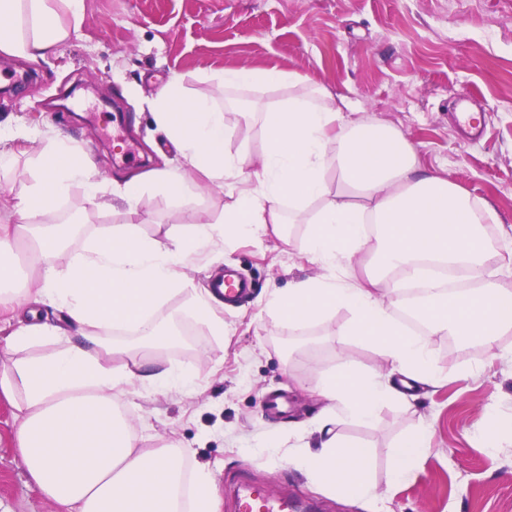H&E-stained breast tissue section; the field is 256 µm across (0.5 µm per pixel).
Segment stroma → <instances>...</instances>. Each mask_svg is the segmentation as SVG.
I'll return each instance as SVG.
<instances>
[{"label": "stroma", "instance_id": "1", "mask_svg": "<svg viewBox=\"0 0 512 512\" xmlns=\"http://www.w3.org/2000/svg\"><path fill=\"white\" fill-rule=\"evenodd\" d=\"M80 30L47 61L31 64L0 53V128L26 126L78 145L94 159L99 177L117 178L159 165L150 102L171 74L188 93L211 97L225 112L229 152L260 155L261 113L287 90L224 88L201 81L224 68H270L307 76L351 102L357 119L398 129L417 149L422 169L486 201L498 221L486 224V275L512 289L502 237L512 228V0H84ZM31 73L28 82L12 75ZM255 114L243 121L236 104ZM124 139L130 160L112 153ZM232 198L205 187L173 200L147 192L135 209L104 197L86 203L74 188L46 224L80 213L83 238L108 225L133 224L145 235L182 231L181 213L206 222ZM284 238L246 240L227 252L190 261V288L171 295L187 334L168 347L136 349L196 370L197 390L130 396L129 420L146 446L158 439L192 448V466L213 470L219 512H232L225 486L240 471L272 489L288 488L318 512H362L341 496L309 490L286 459H250L246 450L268 432L309 426L323 406L313 387L343 357L388 372L377 349L342 336L347 315L289 328L267 315L273 290L318 277L303 245L304 227L285 226ZM232 269L251 286L248 297L224 309V333L211 335L191 314L196 290ZM447 382L412 407L385 408L371 426L337 418L336 430L368 448L371 478L385 512H512V443L496 453L478 434L492 419H512V360H489L478 345L430 336ZM430 428L421 466L391 481L392 448L416 427ZM0 512H56L30 482L16 443L12 408L0 397Z\"/></svg>", "mask_w": 512, "mask_h": 512}]
</instances>
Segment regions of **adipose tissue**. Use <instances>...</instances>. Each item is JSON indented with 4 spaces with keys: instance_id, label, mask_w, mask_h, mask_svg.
Wrapping results in <instances>:
<instances>
[{
    "instance_id": "adipose-tissue-1",
    "label": "adipose tissue",
    "mask_w": 512,
    "mask_h": 512,
    "mask_svg": "<svg viewBox=\"0 0 512 512\" xmlns=\"http://www.w3.org/2000/svg\"><path fill=\"white\" fill-rule=\"evenodd\" d=\"M84 0H0V52L37 63L79 31ZM207 81L228 89L291 87L292 95L263 112L260 159L230 153L224 111L207 97H187L176 75L158 91L153 120L182 163L126 177L121 188L97 177L78 146L47 139L25 170L28 184L14 198L13 223L0 224V313L27 305L60 310L64 325L32 322L8 334L0 348V396L13 408L17 446L27 474L58 512H217L211 471L190 468L192 449L171 441L143 448L115 404L134 387L191 394L189 366L155 359L129 361L127 336L164 345L176 334V313L158 318L166 297L187 285L185 268L205 251L233 249L244 238L283 236L286 220L304 224V247L322 276L301 280L267 304L289 327L313 326L336 311L343 333L376 348L393 367L384 374L342 358L321 374L315 393L326 402L314 420L317 447L285 451L270 435L252 452L306 476L309 488L374 503L366 449L332 430L337 416L375 423L383 409L408 404L396 377L421 386L444 379L429 348L445 332L485 348L489 358L512 356L499 339L512 331V290L485 273L483 226L494 211L452 181L420 168L414 146L394 128L364 124L347 100L307 79L275 68H226ZM336 151V180L326 178L328 149ZM236 185L234 203L214 220L181 215L184 230L162 239L123 224L91 234L71 249L72 225L38 227L74 187L88 204L117 193L134 203L148 191L180 200L204 186ZM376 236H369V227ZM375 258L364 281L351 273L369 240ZM28 254L37 285L19 288L11 263ZM103 335H94V328ZM124 339L116 340L112 331ZM420 428L394 449L393 481L410 477L427 448Z\"/></svg>"
}]
</instances>
